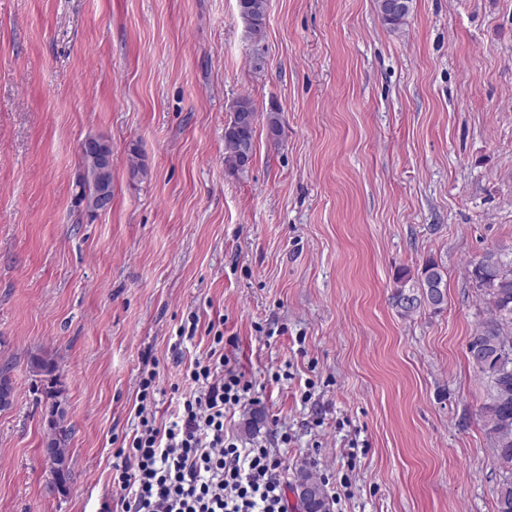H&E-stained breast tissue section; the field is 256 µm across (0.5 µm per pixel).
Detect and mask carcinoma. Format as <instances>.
<instances>
[{
    "instance_id": "carcinoma-1",
    "label": "carcinoma",
    "mask_w": 512,
    "mask_h": 512,
    "mask_svg": "<svg viewBox=\"0 0 512 512\" xmlns=\"http://www.w3.org/2000/svg\"><path fill=\"white\" fill-rule=\"evenodd\" d=\"M412 5L413 0H408L407 9L393 12L382 0H376L378 15L391 31H398L407 24ZM237 8L238 13L245 12L250 17L246 25L250 39L249 61L256 71V60L266 55V0H237ZM242 110L258 116L253 101L247 96L236 99L230 106V118L224 125V166L230 173L245 171L254 157L252 153L244 157L240 152L243 144L255 148L256 132L254 124L237 123ZM468 275L480 290L483 304L480 319L466 346L468 361L488 382L481 421L493 441L497 458L503 465L512 467V262L488 250L469 263ZM444 288L443 267L429 259L417 275L403 271L396 277L390 300L403 316H410L424 307L438 311L445 301ZM28 365L35 376L51 375L57 369L55 359L47 353L30 355ZM295 482L311 488L307 498L297 501L299 512H331L324 487L309 468H299ZM495 509L496 512H512V479L497 487Z\"/></svg>"
}]
</instances>
